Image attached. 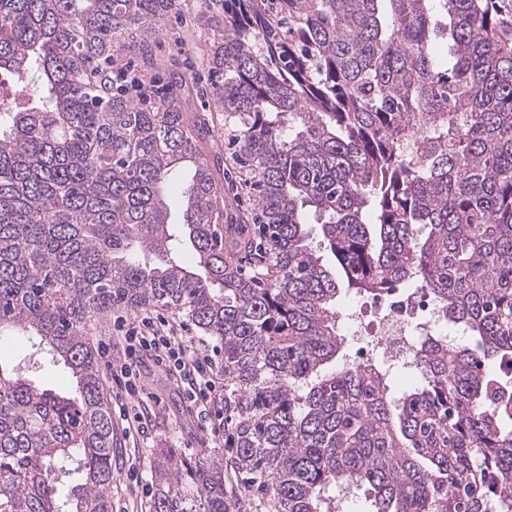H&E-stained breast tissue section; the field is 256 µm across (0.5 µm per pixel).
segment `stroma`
I'll use <instances>...</instances> for the list:
<instances>
[{
  "label": "stroma",
  "mask_w": 512,
  "mask_h": 512,
  "mask_svg": "<svg viewBox=\"0 0 512 512\" xmlns=\"http://www.w3.org/2000/svg\"><path fill=\"white\" fill-rule=\"evenodd\" d=\"M200 0H176L175 12L165 20L158 52L169 71L185 77L188 83L205 84L207 31L200 24ZM138 384L150 397L151 425L145 434L126 436L116 429L117 447L112 462V507L121 512L124 504L136 512H147L154 492L155 449L172 447L182 455L200 454L223 462L224 488L236 500L240 512H275L271 490L251 486L247 477L230 462L231 448L224 437L205 431L200 420L188 409L185 391L177 387L164 367L152 359H142Z\"/></svg>",
  "instance_id": "obj_1"
}]
</instances>
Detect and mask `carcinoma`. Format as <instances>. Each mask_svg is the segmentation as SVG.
<instances>
[{
    "label": "carcinoma",
    "instance_id": "1",
    "mask_svg": "<svg viewBox=\"0 0 512 512\" xmlns=\"http://www.w3.org/2000/svg\"><path fill=\"white\" fill-rule=\"evenodd\" d=\"M172 2L0 0L20 95L0 112V334L32 350L0 362V512H112L82 327L125 306L183 312L220 344L234 463L278 512L356 490L372 512H512V0H209L200 96L224 113L248 217L220 208L198 148L215 126L182 79L141 102L119 67ZM392 288L465 337L418 332L402 391L340 333L342 292ZM59 362L72 390L35 385ZM222 469L162 452L152 512H234Z\"/></svg>",
    "mask_w": 512,
    "mask_h": 512
}]
</instances>
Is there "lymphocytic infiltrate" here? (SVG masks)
Returning a JSON list of instances; mask_svg holds the SVG:
<instances>
[{"label": "lymphocytic infiltrate", "mask_w": 512, "mask_h": 512, "mask_svg": "<svg viewBox=\"0 0 512 512\" xmlns=\"http://www.w3.org/2000/svg\"><path fill=\"white\" fill-rule=\"evenodd\" d=\"M114 326L119 333L115 351L110 354L108 365L121 391L115 403L121 420L145 433L143 417L132 406L138 375V352L146 350L163 364L174 381L184 384L191 407L200 417L221 416L227 393L214 380L215 365L205 348L197 346L192 337L186 336L182 325L142 314L134 320L116 317Z\"/></svg>", "instance_id": "obj_1"}]
</instances>
